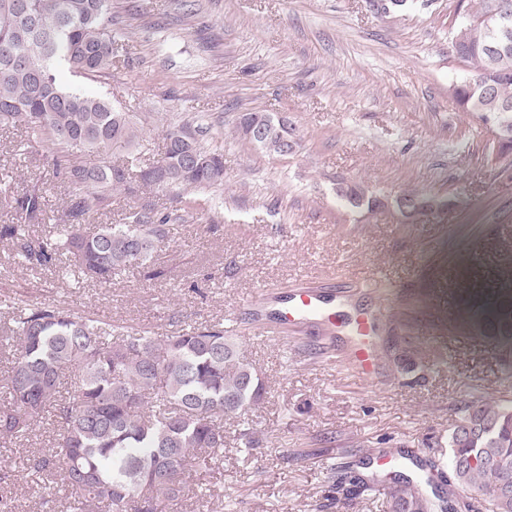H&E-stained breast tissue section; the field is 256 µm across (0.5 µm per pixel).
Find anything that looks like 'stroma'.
<instances>
[{"instance_id":"1","label":"stroma","mask_w":512,"mask_h":512,"mask_svg":"<svg viewBox=\"0 0 512 512\" xmlns=\"http://www.w3.org/2000/svg\"><path fill=\"white\" fill-rule=\"evenodd\" d=\"M458 0H112L124 46L96 78L65 84L108 96L142 118L208 127L224 154V184L173 194H114L89 224H122L149 204L168 216L155 267L99 283L20 262L0 238V304H60L155 335L242 314L257 288L286 293L320 279L336 287V348L361 312L391 299L395 317L370 338L378 373L361 380L321 360L320 330L292 348L245 331L241 352L266 385L252 426L263 442L242 452L238 433L222 461L193 473L170 512H386L381 493L348 505L331 466L377 448L434 457L462 401L512 402V352L470 335L478 306L512 288V170L500 172L486 133L452 87L468 73L448 40ZM284 114L301 136L287 156L249 149L233 134L245 112ZM361 184L382 208H354L339 183ZM38 192L36 235H53L70 188L19 134L0 135V226L17 195ZM434 209L405 217L398 196ZM50 433L0 446L15 512H59L24 463Z\"/></svg>"}]
</instances>
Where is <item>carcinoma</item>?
I'll return each mask as SVG.
<instances>
[{"label": "carcinoma", "mask_w": 512, "mask_h": 512, "mask_svg": "<svg viewBox=\"0 0 512 512\" xmlns=\"http://www.w3.org/2000/svg\"><path fill=\"white\" fill-rule=\"evenodd\" d=\"M20 0H0V129L25 134L26 148H43L53 173L69 183L66 223L55 237H35L30 225L0 227L19 259L50 267L65 259L78 272L107 281L128 266L144 265L157 252L167 217L153 208L131 212L124 224H100L92 233L81 221L95 207L109 205L112 193H133L138 184L163 191L216 188L224 184V156L208 148L200 125L162 128L161 159L140 166L136 158L112 159L110 151L140 145L144 122L120 111L108 98L68 89L63 74L97 77L112 68L119 43L112 35V0H29L35 26L17 9ZM467 13L492 19L512 15V0H467ZM455 56L471 67L452 88L463 111L479 121L505 126L497 159L512 152V30L485 23L448 30ZM266 113L245 112L235 133L246 144L252 125L270 135L268 156H285L298 145L297 127L279 133L266 126ZM337 195L350 205L378 208L377 198L347 184ZM24 219L43 210L42 196L27 192L16 199ZM10 314L0 328V345L18 346L12 354L6 390L0 401V441L17 442L51 422V446L27 459V470L44 489L63 493L65 512H166L186 493L191 473L224 456V417L240 419L246 449L258 444L243 419L260 401L265 384L240 355L235 336L224 324L180 329L154 336L146 328L114 329L109 323L60 306L5 304ZM512 322V296L487 315L472 313L466 330L496 347L512 349L501 337ZM78 385L66 392L67 375ZM448 433V479L437 462L420 465L410 478L395 474L384 485L388 512H475L463 492L485 495L491 512H512V406L477 399L455 409ZM341 467L358 493L377 490ZM509 494L488 497L494 486ZM431 487L427 492L425 487Z\"/></svg>", "instance_id": "cac0c4a2"}]
</instances>
